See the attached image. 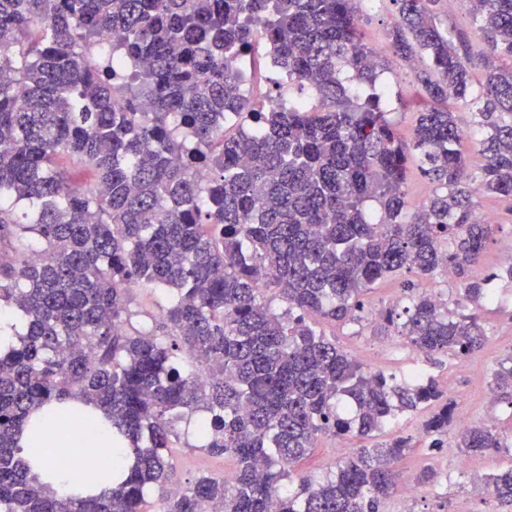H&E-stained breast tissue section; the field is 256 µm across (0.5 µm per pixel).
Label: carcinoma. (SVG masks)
I'll use <instances>...</instances> for the list:
<instances>
[{
	"mask_svg": "<svg viewBox=\"0 0 512 512\" xmlns=\"http://www.w3.org/2000/svg\"><path fill=\"white\" fill-rule=\"evenodd\" d=\"M359 2L0 0V247L13 254L0 313L25 319L0 350V512H146L152 489L162 512H383L407 439L353 448L319 482L299 464L317 435L369 439L445 391L423 371L370 373L319 321H359L362 297L403 269H446L469 304L491 299L494 276L472 268L494 225L476 214L482 195L512 199V64L474 84L467 37L438 26V0H393L392 55L428 61L430 106L408 143L381 108ZM466 2L489 54L512 61V0ZM259 42L280 72L270 94L301 96L260 107L240 92L236 61ZM451 101L480 116L475 174ZM411 154L434 186L412 215ZM132 284L170 291L150 331L125 330ZM405 288L399 328L416 351L484 346L478 314ZM493 382L512 399V355ZM73 399L102 410L122 447L86 477L116 481L101 496L59 495L17 446L39 408ZM201 411L202 448L233 458V482L170 489L168 448ZM453 421L446 401L424 424L429 449ZM457 447L508 444L478 425ZM483 484L512 512V463Z\"/></svg>",
	"mask_w": 512,
	"mask_h": 512,
	"instance_id": "1",
	"label": "carcinoma"
}]
</instances>
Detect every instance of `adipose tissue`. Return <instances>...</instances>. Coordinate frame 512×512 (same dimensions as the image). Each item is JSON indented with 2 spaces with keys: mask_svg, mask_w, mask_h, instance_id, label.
<instances>
[{
  "mask_svg": "<svg viewBox=\"0 0 512 512\" xmlns=\"http://www.w3.org/2000/svg\"><path fill=\"white\" fill-rule=\"evenodd\" d=\"M45 451L33 471L42 482L63 495L82 492V482L93 470L102 449L112 445V424L101 410L79 400L51 405L36 413ZM65 453L68 468H58L57 453Z\"/></svg>",
  "mask_w": 512,
  "mask_h": 512,
  "instance_id": "1",
  "label": "adipose tissue"
}]
</instances>
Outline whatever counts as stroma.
Segmentation results:
<instances>
[{"label":"stroma","instance_id":"35a3bbf8","mask_svg":"<svg viewBox=\"0 0 512 512\" xmlns=\"http://www.w3.org/2000/svg\"><path fill=\"white\" fill-rule=\"evenodd\" d=\"M398 14L394 0H375L372 7L362 8L359 29L364 42L374 50L384 69L379 83L391 95L390 119L403 139H411L417 118L423 107L420 86L415 70L426 67L425 60H417L414 67L392 58L389 52V29ZM440 28L466 34L472 56H480L486 45L473 27L467 7L458 0H441L438 10ZM479 211L490 212L498 225L487 252L476 268L479 276H491L493 301L483 303L479 315L486 334L481 351L466 357L438 355L426 358L413 350L398 335L384 336L376 328L392 310L402 311L408 303L405 282H414L420 291L434 294L448 302L461 300L463 293L456 279L445 269L428 276L403 271L377 283L364 298L362 321L358 324L338 326L324 324L327 336L335 338L351 356L364 367L387 375L403 376L419 367L433 375L454 406L455 419L492 421L504 438L512 439V402L504 396L488 397L493 386V372L500 362L512 354V279L503 276L501 265L512 256V200L495 195L481 196ZM131 324L144 330L151 328L168 305L166 295L153 288L135 287L130 291ZM429 410L407 415L396 427L387 428L384 438L404 436L411 446L398 466L401 484H413L424 466L430 465L444 474L445 479L433 486H423L412 504V512H494L496 505L482 484L473 482L472 471L489 474L512 460L508 454L491 451L482 456L464 458L457 448L456 435H449L448 446L439 453L428 454L423 442V423ZM175 469L172 484L187 485L199 473L223 476L234 470L233 459L208 454L201 442L191 435L174 441L170 450Z\"/></svg>","mask_w":512,"mask_h":512}]
</instances>
